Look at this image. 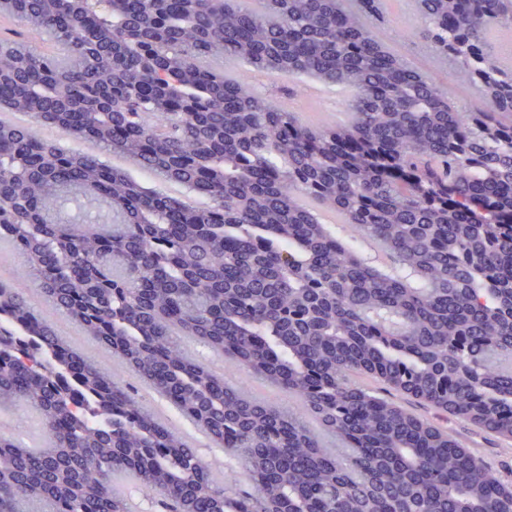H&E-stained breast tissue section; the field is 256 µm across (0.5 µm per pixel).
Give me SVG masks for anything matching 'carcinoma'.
I'll return each instance as SVG.
<instances>
[{"label": "carcinoma", "mask_w": 512, "mask_h": 512, "mask_svg": "<svg viewBox=\"0 0 512 512\" xmlns=\"http://www.w3.org/2000/svg\"><path fill=\"white\" fill-rule=\"evenodd\" d=\"M18 0L51 50L0 40V107L95 140L144 173L65 155L0 123V238L39 292L203 431L199 450L0 280V407L40 414L47 444L0 435V512H129L123 475L165 512H512L457 432L400 396L512 438V68L486 38L512 0H418L422 38L481 87L463 113L361 18L377 0ZM288 81L263 95L199 61ZM312 74L353 89L349 125L274 103ZM97 112L79 125L72 110ZM186 184L185 207L151 181ZM320 209L344 213L335 232ZM95 210V228L67 206ZM190 337L285 391L257 401L190 357ZM351 453L324 447L310 425ZM154 394L155 393L147 387L138 391V396L142 403L154 410L163 421L178 424L179 429L183 431L180 434L183 438L186 434L195 436L196 448L199 449L201 454L210 459L212 470L217 476L224 473V481L230 480L232 477L237 481H243L242 476L233 465V461L230 460L224 452L215 450V447L202 432L196 428L194 429L193 426L181 419L174 411L169 410L165 405L161 406L155 404Z\"/></svg>", "instance_id": "cac0c4a2"}]
</instances>
